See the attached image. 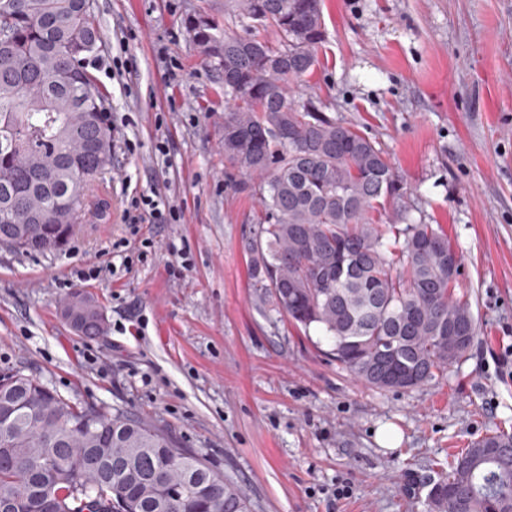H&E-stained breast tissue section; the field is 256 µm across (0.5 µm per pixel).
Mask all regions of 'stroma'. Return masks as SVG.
<instances>
[{
  "instance_id": "1",
  "label": "stroma",
  "mask_w": 512,
  "mask_h": 512,
  "mask_svg": "<svg viewBox=\"0 0 512 512\" xmlns=\"http://www.w3.org/2000/svg\"><path fill=\"white\" fill-rule=\"evenodd\" d=\"M96 5L101 46L85 64L116 128L112 169L63 247L0 246V375L166 429L251 512H427L429 481L458 453L512 434L500 365L512 349V0H324L306 93L386 152L415 217L459 252V293L480 325L447 372L401 392L360 382L251 286L259 202L228 177L224 82L183 25L223 23L224 0ZM149 190L184 219L126 242V200ZM75 292L104 311L103 334L65 321ZM385 424L398 448L377 443Z\"/></svg>"
}]
</instances>
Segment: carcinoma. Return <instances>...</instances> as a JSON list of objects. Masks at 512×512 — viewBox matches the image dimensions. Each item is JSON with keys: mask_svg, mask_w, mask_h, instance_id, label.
<instances>
[{"mask_svg": "<svg viewBox=\"0 0 512 512\" xmlns=\"http://www.w3.org/2000/svg\"><path fill=\"white\" fill-rule=\"evenodd\" d=\"M94 0H0V240L36 215L60 246L84 187L112 168L115 129L83 60ZM242 32L189 16L224 76V160L264 212L247 243L251 287L366 385L411 390L444 373L480 326L456 293L461 256L413 217L377 144L295 98L319 64L323 0H225ZM272 29L277 39L265 35ZM393 207V222L372 213ZM0 385V512H249L236 484L131 413L79 406L20 372ZM96 425L90 439L84 422ZM428 512H512V435L471 443L432 483Z\"/></svg>", "mask_w": 512, "mask_h": 512, "instance_id": "obj_1", "label": "carcinoma"}]
</instances>
